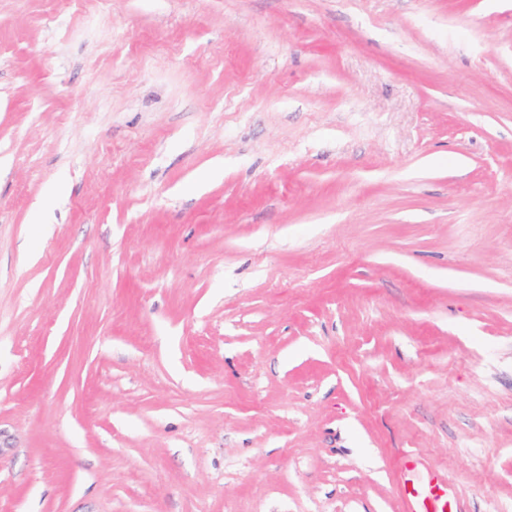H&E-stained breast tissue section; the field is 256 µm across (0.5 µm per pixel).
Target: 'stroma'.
I'll list each match as a JSON object with an SVG mask.
<instances>
[{
	"label": "stroma",
	"mask_w": 512,
	"mask_h": 512,
	"mask_svg": "<svg viewBox=\"0 0 512 512\" xmlns=\"http://www.w3.org/2000/svg\"><path fill=\"white\" fill-rule=\"evenodd\" d=\"M512 512V0H0V512ZM403 487L410 512H454L448 481L419 470L409 456L403 461Z\"/></svg>",
	"instance_id": "obj_1"
}]
</instances>
